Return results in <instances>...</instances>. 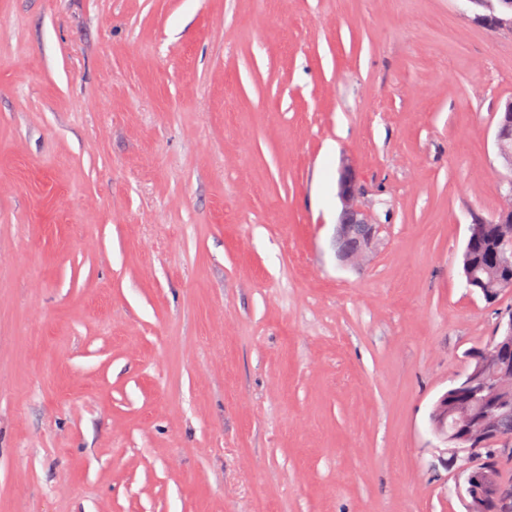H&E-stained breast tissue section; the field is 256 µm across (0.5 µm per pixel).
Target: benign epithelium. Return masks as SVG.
I'll return each mask as SVG.
<instances>
[{"instance_id":"obj_1","label":"benign epithelium","mask_w":512,"mask_h":512,"mask_svg":"<svg viewBox=\"0 0 512 512\" xmlns=\"http://www.w3.org/2000/svg\"><path fill=\"white\" fill-rule=\"evenodd\" d=\"M475 20L497 31L512 32V0H470ZM512 138V101L499 113L495 143L499 157L508 169L502 183L512 195V149L506 141ZM356 171L349 160L339 170L338 197L341 209L336 222V258L343 264L364 261L375 247L379 226L374 224L360 202ZM512 224V208L505 207L496 218L487 222L480 218L470 226L466 246L463 277L470 291L479 282L473 277L475 263L471 256L477 244L489 237H501L503 227ZM491 262L504 285H512V266L491 251ZM470 366L453 385L443 392L429 414L432 433L451 456L447 466L455 464L459 454L474 462L464 479V491L470 498L469 512H512V483L503 481L482 456V450L495 446L498 453L512 452V440L497 433V422L512 410V391L503 389L512 377V309L499 313L491 348L476 349L470 354Z\"/></svg>"}]
</instances>
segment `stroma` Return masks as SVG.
Wrapping results in <instances>:
<instances>
[{
	"label": "stroma",
	"mask_w": 512,
	"mask_h": 512,
	"mask_svg": "<svg viewBox=\"0 0 512 512\" xmlns=\"http://www.w3.org/2000/svg\"><path fill=\"white\" fill-rule=\"evenodd\" d=\"M510 101L467 0H0V512H466ZM512 138V101L509 102L503 112H499L496 125L495 143L499 157L508 169V176L502 183L505 192L512 196V151L506 146V141ZM356 171L345 159L339 170L338 197L341 209L336 222V258L343 264L363 262L375 247L379 226L360 202ZM512 224V208L505 207L501 212L498 213L496 218L490 223L484 221L483 219L476 218L470 226V235L467 240L466 246V261L463 277L466 282L467 288L470 289L471 292L480 289L484 295L488 298H492L496 295V292H493L492 288H500L499 295L502 291L507 288L501 287L499 284L493 283L492 278L487 272V262H488V253L490 252L493 256L490 258L492 265L496 267L498 272L501 275L502 285L511 286L512 285V268L509 265L508 260H504L501 258L500 254H498L494 250H490L488 248L489 242H485L489 237H498L500 238L503 232V226ZM484 241V242H483ZM482 242L479 246L477 244ZM474 252V262L471 261V256ZM475 264H479V268L477 269V273L479 276L487 283L491 284V288H477L479 282L473 277V271ZM512 288V286H511ZM496 298V299H497ZM495 299V300H496ZM494 300V301H495ZM492 301V302H494Z\"/></svg>",
	"instance_id": "35a3bbf8"
}]
</instances>
